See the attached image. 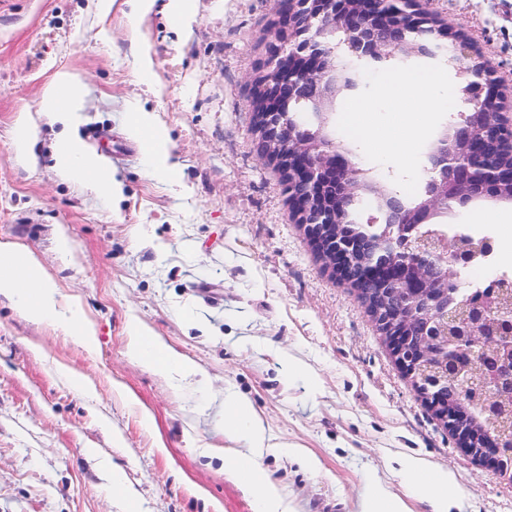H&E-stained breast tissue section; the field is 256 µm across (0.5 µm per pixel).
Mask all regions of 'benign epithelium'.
Listing matches in <instances>:
<instances>
[{"instance_id":"benign-epithelium-1","label":"benign epithelium","mask_w":512,"mask_h":512,"mask_svg":"<svg viewBox=\"0 0 512 512\" xmlns=\"http://www.w3.org/2000/svg\"><path fill=\"white\" fill-rule=\"evenodd\" d=\"M310 3L281 0V22L273 32L265 64V71H275L278 78L276 85L267 87L266 112L257 115L262 127V155L286 177L296 223L324 268L349 282L353 278L350 257L370 247L373 239L359 229L339 235L329 229L337 223L339 212L364 194L373 196L391 232L373 250L362 279L386 302V307L372 316L406 375H413L410 350L418 345L429 354L432 337L447 322L455 324V334L464 348L477 339L490 350L512 349V308H493L503 288L499 282L493 281L478 291V296H470L463 315L457 317L450 309L447 291L458 287L469 273L475 251L471 236L461 228L448 231L446 240L437 234L419 235V228L436 223L454 204L512 199L496 192L506 180L503 167L496 157L478 148L480 135L512 148V115L502 112L500 81L471 68L477 78L475 104L433 144L428 156L432 176L425 195L412 204L397 192L385 193L378 182L360 177L348 154L336 148L331 133L336 93L348 67L322 40V32L337 19L346 18L349 0H318L320 9L315 13ZM361 4L362 18H352L342 26L347 52L356 60L379 61L393 56L405 44L408 32L426 21L419 0H406L401 11L392 8L391 0H361ZM423 35L433 45L450 38L459 60L469 56V42L445 24H431ZM284 94L310 103L318 124L310 125L296 115L283 123L272 119L280 112ZM487 374L491 388L512 394V365L495 362ZM427 403L459 447L475 454V445L461 432L462 416L448 405V398L437 395ZM484 448L477 460L496 470L501 457L512 454V438L491 437Z\"/></svg>"}]
</instances>
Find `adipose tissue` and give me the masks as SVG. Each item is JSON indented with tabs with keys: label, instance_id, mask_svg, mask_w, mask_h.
Instances as JSON below:
<instances>
[{
	"label": "adipose tissue",
	"instance_id": "obj_1",
	"mask_svg": "<svg viewBox=\"0 0 512 512\" xmlns=\"http://www.w3.org/2000/svg\"><path fill=\"white\" fill-rule=\"evenodd\" d=\"M75 75L64 72L57 76L54 86L45 91L47 111L63 126L56 142V153L66 176L78 177L90 188L112 193V170L103 156L85 151L76 135L73 114L77 99H70L67 108L54 104L57 86L74 89ZM395 109L407 116L404 131L385 129L376 132L366 114L363 101H354L344 121L351 133L373 154L396 157L405 163L414 160L412 144L421 139L430 117L442 109V100L434 80H422L412 73H405L393 80L385 89ZM0 294L16 299L22 312L35 321L57 324L67 335L90 339L91 330L78 309L63 311L55 284L46 275L39 259L25 247L15 243L0 242ZM129 352L137 361L169 376L187 378L196 375V368L176 354L167 351L158 340L148 339L143 332H136ZM224 430L244 441L248 448L244 459L249 464L246 486L257 493L259 512H294L290 503L278 489L261 478L255 452L268 447L264 423L252 402L235 393L224 397ZM401 473L411 494L428 498L434 512H450L459 500V490L448 471L432 467L417 459L403 461Z\"/></svg>",
	"mask_w": 512,
	"mask_h": 512
}]
</instances>
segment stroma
Wrapping results in <instances>:
<instances>
[{"label": "stroma", "instance_id": "1", "mask_svg": "<svg viewBox=\"0 0 512 512\" xmlns=\"http://www.w3.org/2000/svg\"><path fill=\"white\" fill-rule=\"evenodd\" d=\"M0 0V241L41 260L67 302H80L92 342L21 316L0 296V512H128L118 468L142 512H255L256 498L224 472V396L249 397L272 445L260 468L295 512H357L367 475L400 491L397 462L417 457L452 473L453 512H512V481L463 452L404 374L349 283L324 269L296 224L281 172L260 156L250 106L279 18L278 0H194L185 29L168 0L142 19L127 0ZM496 70L512 113V0H425ZM149 54L154 79L141 80ZM82 84L79 135L121 182L107 197L62 179L60 130L42 110L58 71ZM455 61L442 54L367 62L335 103L372 106L395 121L381 87L413 71L441 77L437 114L417 162L363 153L337 136L370 177L417 195L434 133L461 102ZM153 113L173 190L136 150L134 112ZM36 129L29 161L13 144L19 116ZM148 332L201 371L173 381L127 355L129 327ZM306 449L309 472L289 456Z\"/></svg>", "mask_w": 512, "mask_h": 512}]
</instances>
